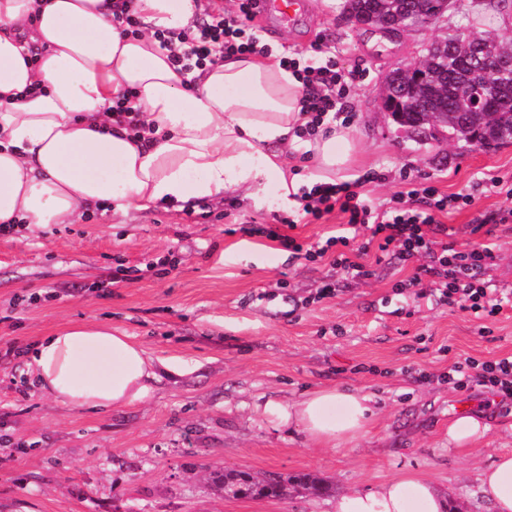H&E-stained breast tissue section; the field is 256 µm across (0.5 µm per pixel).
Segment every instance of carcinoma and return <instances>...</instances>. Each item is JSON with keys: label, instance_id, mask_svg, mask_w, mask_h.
Here are the masks:
<instances>
[{"label": "carcinoma", "instance_id": "1", "mask_svg": "<svg viewBox=\"0 0 512 512\" xmlns=\"http://www.w3.org/2000/svg\"><path fill=\"white\" fill-rule=\"evenodd\" d=\"M442 0H345L347 12L364 16L376 26L390 19L404 20L409 15L429 14L441 8ZM423 63L433 70L439 87L432 92L436 100V113L402 112L398 124L414 126L421 130L446 133L448 138L460 140V134L472 132L495 147L512 143V106L508 111L492 113L489 120L477 119L464 105L447 94L446 86L461 77L463 55L445 52L435 45L427 48ZM242 471L222 468L211 473V480L219 489L224 483H241ZM246 495L252 497H277L285 494L287 485L278 478L252 479L244 485Z\"/></svg>", "mask_w": 512, "mask_h": 512}]
</instances>
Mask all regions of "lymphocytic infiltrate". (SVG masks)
<instances>
[{
  "instance_id": "f902f5d3",
  "label": "lymphocytic infiltrate",
  "mask_w": 512,
  "mask_h": 512,
  "mask_svg": "<svg viewBox=\"0 0 512 512\" xmlns=\"http://www.w3.org/2000/svg\"><path fill=\"white\" fill-rule=\"evenodd\" d=\"M253 0H238L233 12L213 14L197 19L192 33L177 38L161 37L163 48L170 52L173 66L189 71L208 64H217L225 55H264L268 49L257 38L246 33V24L253 20ZM280 63L302 84L301 109L310 116L299 135H317L325 117L334 115L350 121L345 106V92L355 73H341L334 57H326L318 65H300L296 59L284 57ZM472 194L442 193L429 179H410L403 190L395 192L386 209L380 210L349 182H323L298 195L301 217L322 219L325 214L340 211L346 218L348 234L328 237L317 249L306 250L297 243L291 231L296 220L282 218L280 225L262 228L261 233L288 250L292 259L313 262L322 260L354 278L370 277L368 263L371 252L394 255L401 263L417 262V271L409 286L429 281L436 301L462 303L464 309L493 317L501 304L490 301L491 290L478 279L479 272L494 258L489 244L481 243L466 249L444 242L448 228L440 224L442 214L458 212L469 206L473 193H493L512 198V182L490 178L475 182ZM367 232L368 237L358 249H350V234ZM448 382L463 389L478 384L505 399L512 398V355L479 362L468 358L452 363L445 373Z\"/></svg>"
}]
</instances>
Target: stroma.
<instances>
[{
    "mask_svg": "<svg viewBox=\"0 0 512 512\" xmlns=\"http://www.w3.org/2000/svg\"><path fill=\"white\" fill-rule=\"evenodd\" d=\"M469 7L463 0L436 27L383 33L351 25L342 0H308L294 26L271 19L249 28L276 57L309 65L320 44L335 50L338 70H364L347 90L356 157L336 178L384 173L363 187L382 207L407 177H432L445 193L512 180V144L420 141L383 110L386 76L417 62L430 42L465 27L512 39V0L502 8L482 0L487 25L470 24ZM505 205L478 194L442 222L456 247L475 245L486 234L473 231L474 218ZM285 214L231 193L180 208L102 207L75 224L0 235V512H331L337 496L407 474L427 479L449 512H495L478 477L512 452V400L478 386L452 389L438 375L465 357L512 354V306L481 317L410 288L399 295L393 286L412 268L393 257L354 280L324 262L289 261L278 243L241 231ZM496 243L480 279L507 292L512 223L498 225ZM120 265L130 274L116 284ZM328 281L337 289L320 297ZM73 322L111 323L163 360L152 396L103 414L42 394L26 352ZM419 369L428 379L417 380ZM335 386L371 398L374 417L356 448L318 446L262 413L267 401ZM461 408L490 426L462 449L448 441ZM219 467L290 484L277 498H228L210 480ZM298 475L318 480L323 493L293 484Z\"/></svg>",
    "mask_w": 512,
    "mask_h": 512,
    "instance_id": "obj_1",
    "label": "stroma"
}]
</instances>
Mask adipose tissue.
<instances>
[{
	"mask_svg": "<svg viewBox=\"0 0 512 512\" xmlns=\"http://www.w3.org/2000/svg\"><path fill=\"white\" fill-rule=\"evenodd\" d=\"M112 0H0V225L75 223L84 208L146 209L160 202L240 194L255 207L290 205L302 184L289 154L307 122L301 84L274 58L228 55L186 75L158 32L186 30L198 0H139L146 25L121 33ZM136 93L142 129L114 126L113 101ZM312 182L354 160L350 129L324 125ZM276 194H269V182ZM116 369L100 377L96 357ZM28 358L39 389L79 411L109 412L149 398L158 363L111 324L76 322L40 337ZM367 395L321 388L265 415L300 426L318 444L353 448L366 431ZM497 512H512V453L481 470ZM444 512L423 478L338 497L333 512Z\"/></svg>",
	"mask_w": 512,
	"mask_h": 512,
	"instance_id": "1",
	"label": "adipose tissue"
}]
</instances>
